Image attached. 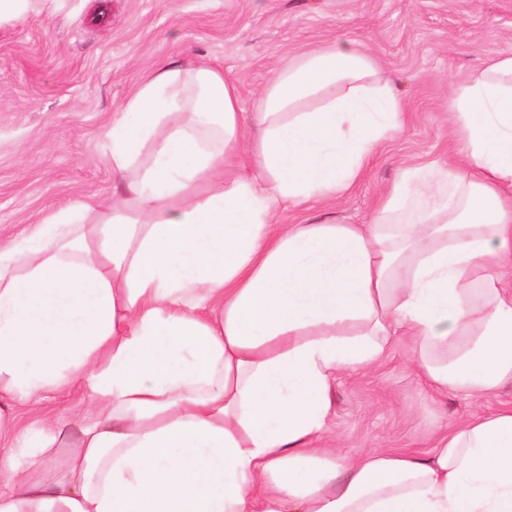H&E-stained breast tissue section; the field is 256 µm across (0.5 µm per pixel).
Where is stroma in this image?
<instances>
[{"label":"stroma","mask_w":512,"mask_h":512,"mask_svg":"<svg viewBox=\"0 0 512 512\" xmlns=\"http://www.w3.org/2000/svg\"><path fill=\"white\" fill-rule=\"evenodd\" d=\"M106 21L61 0L0 26V241L74 202L111 194L112 114L159 61L197 59L234 77L253 111L272 73L338 38L360 41L399 96L402 128L329 216L368 221L400 172L446 162L450 99L485 60L512 54V0H111ZM327 442L347 453L423 455L437 434L512 405L433 393L396 337L374 367L342 374Z\"/></svg>","instance_id":"stroma-1"}]
</instances>
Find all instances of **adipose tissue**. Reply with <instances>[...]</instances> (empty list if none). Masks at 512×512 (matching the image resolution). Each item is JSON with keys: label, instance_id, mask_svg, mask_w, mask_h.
<instances>
[{"label": "adipose tissue", "instance_id": "ef3b65f1", "mask_svg": "<svg viewBox=\"0 0 512 512\" xmlns=\"http://www.w3.org/2000/svg\"><path fill=\"white\" fill-rule=\"evenodd\" d=\"M450 110L452 162L369 223L281 224L363 176L393 88L348 39L251 112L222 70L161 61L106 133L119 190L0 246V512H512V405L423 456L320 444L338 375L398 335L433 391L512 386V55ZM77 385L88 411L18 420Z\"/></svg>", "mask_w": 512, "mask_h": 512}]
</instances>
